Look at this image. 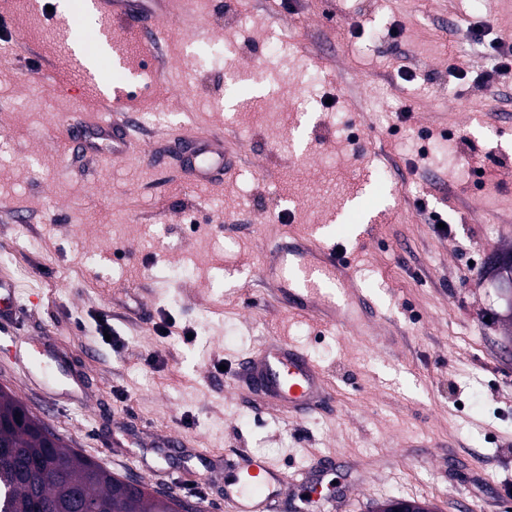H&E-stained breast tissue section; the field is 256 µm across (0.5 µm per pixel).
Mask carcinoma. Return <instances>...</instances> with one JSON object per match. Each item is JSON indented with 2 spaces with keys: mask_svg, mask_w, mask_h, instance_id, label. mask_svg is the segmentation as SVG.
<instances>
[{
  "mask_svg": "<svg viewBox=\"0 0 512 512\" xmlns=\"http://www.w3.org/2000/svg\"><path fill=\"white\" fill-rule=\"evenodd\" d=\"M0 387V512H71L81 492L89 512H172L179 498L140 487L60 443L52 446L35 416Z\"/></svg>",
  "mask_w": 512,
  "mask_h": 512,
  "instance_id": "1",
  "label": "carcinoma"
}]
</instances>
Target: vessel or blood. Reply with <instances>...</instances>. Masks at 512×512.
Listing matches in <instances>:
<instances>
[{
  "label": "vessel or blood",
  "mask_w": 512,
  "mask_h": 512,
  "mask_svg": "<svg viewBox=\"0 0 512 512\" xmlns=\"http://www.w3.org/2000/svg\"><path fill=\"white\" fill-rule=\"evenodd\" d=\"M179 0H93L99 18L110 26L137 28L151 43L165 39ZM131 112L118 108L109 122L92 125L79 143L81 151H108L120 158L128 146ZM186 163L191 184L210 183L231 169L224 140L215 135L195 142ZM288 244L271 251L277 271L276 301L285 310L359 335L375 306L352 285L346 251L317 242L300 225L288 227ZM254 386L275 401L289 418L327 402L331 392L321 369L302 350L285 342H269L245 364ZM284 477L265 459L245 457L224 466V503L229 512H278Z\"/></svg>",
  "instance_id": "obj_1"
}]
</instances>
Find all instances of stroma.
I'll return each mask as SVG.
<instances>
[{
    "instance_id": "35a3bbf8",
    "label": "stroma",
    "mask_w": 512,
    "mask_h": 512,
    "mask_svg": "<svg viewBox=\"0 0 512 512\" xmlns=\"http://www.w3.org/2000/svg\"><path fill=\"white\" fill-rule=\"evenodd\" d=\"M84 2L0 0L19 35L0 41V283L15 302L0 386L112 474L201 512H227L224 463L247 455L291 477L319 466L335 512L391 497L512 512V327L490 276L512 249V75L482 80L512 0H188L166 42L118 31L99 85L68 44ZM111 104L160 120L136 124L123 158L75 152L72 129ZM210 134L234 166L190 185L159 150ZM284 209L350 251L377 308L366 334L277 305L264 247L286 241L269 220ZM376 211L385 223L356 243ZM280 339L333 389L294 421L236 381ZM173 436L183 448L164 452Z\"/></svg>"
}]
</instances>
